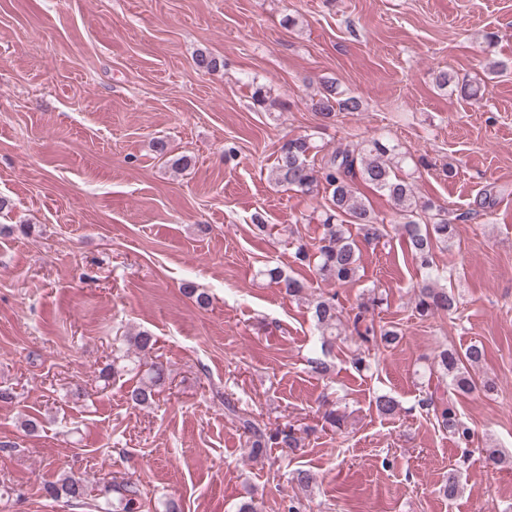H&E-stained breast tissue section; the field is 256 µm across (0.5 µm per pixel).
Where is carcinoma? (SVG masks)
<instances>
[{
    "mask_svg": "<svg viewBox=\"0 0 512 512\" xmlns=\"http://www.w3.org/2000/svg\"><path fill=\"white\" fill-rule=\"evenodd\" d=\"M194 64L199 70L215 71L224 62L208 52L195 55ZM253 104L269 111L277 106L270 91L263 85L252 86ZM362 101L357 96H347L338 91L336 81L327 80L311 98V109L322 118L331 120L338 112H359ZM314 148L311 137L300 135L285 139L269 171V180L277 185L297 192L316 195L328 194V203L322 212L324 233L318 245L311 249L298 244L294 257L301 263L314 264L319 277L338 286L357 280L360 268V251L356 241L346 235V225L357 226L359 234L367 243L384 237L385 225L379 221L374 211L356 194L355 181L360 179L388 196L392 201L398 226L412 259L421 268L431 272L414 295L413 308L421 318L439 314L452 315L457 310L455 295L438 285L439 275L432 274L435 267V251L448 248L456 236L455 221L464 218L459 214L448 218V211L423 201L414 190L413 184L395 172L398 164V145L387 138H373L366 143L338 149L323 157L321 162L309 159ZM262 274L270 282L278 285L291 296L302 294L304 286L295 278L284 274L279 267H268ZM383 298L376 295L358 305L352 317L353 330L361 343L380 341L395 343L400 332L395 328L375 330L374 324L367 321V315L382 304ZM317 328L323 336L321 350L332 346L331 337L342 330L343 322L336 305V295L322 296L314 305ZM124 354L146 352L153 348V337L139 332L126 337ZM485 358V349L480 344H471L464 351L444 349L435 357V364L450 378V386L459 394H469L477 386L471 369L479 366ZM148 381L133 388L128 400L135 406H145L153 400L154 392L166 381L163 363L154 362L147 371ZM431 409L442 430L448 432L458 447L464 451V458L471 456L473 431L457 413L455 406L432 396L420 401ZM376 409L384 416H396L402 412L399 402L382 394L376 397ZM228 413L237 418L240 428L247 437L251 452L257 454L265 448H296L299 439L290 427L269 431L251 418L241 416L230 400H224ZM52 497L64 496L71 500H81L87 495L86 482L73 475L64 474L45 487ZM113 493L121 512H137L139 503L137 490L132 483L109 486L105 494Z\"/></svg>",
    "mask_w": 512,
    "mask_h": 512,
    "instance_id": "obj_1",
    "label": "carcinoma"
}]
</instances>
